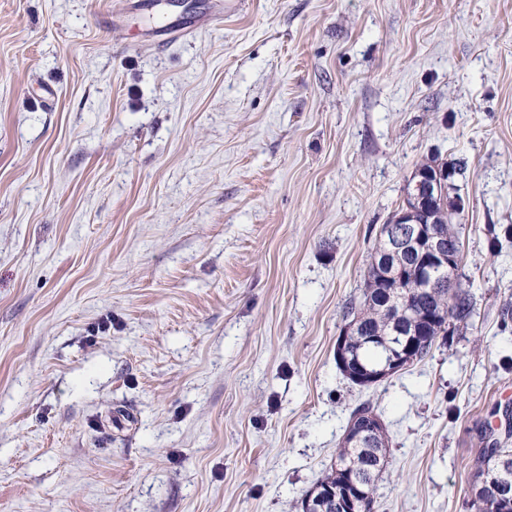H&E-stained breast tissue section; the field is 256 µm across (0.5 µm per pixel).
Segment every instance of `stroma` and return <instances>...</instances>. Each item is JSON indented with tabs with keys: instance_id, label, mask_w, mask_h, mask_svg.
Returning a JSON list of instances; mask_svg holds the SVG:
<instances>
[{
	"instance_id": "1",
	"label": "stroma",
	"mask_w": 512,
	"mask_h": 512,
	"mask_svg": "<svg viewBox=\"0 0 512 512\" xmlns=\"http://www.w3.org/2000/svg\"><path fill=\"white\" fill-rule=\"evenodd\" d=\"M434 156L474 315L355 385L345 307ZM507 303L512 0H0V512H290L363 402L375 512H469Z\"/></svg>"
}]
</instances>
